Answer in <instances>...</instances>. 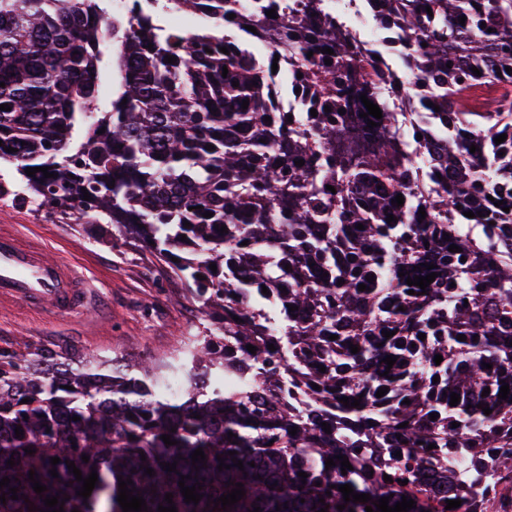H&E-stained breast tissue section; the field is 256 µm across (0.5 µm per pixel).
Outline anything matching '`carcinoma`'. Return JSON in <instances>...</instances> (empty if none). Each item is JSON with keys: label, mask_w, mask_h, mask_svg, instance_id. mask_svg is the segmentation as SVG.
Masks as SVG:
<instances>
[{"label": "carcinoma", "mask_w": 512, "mask_h": 512, "mask_svg": "<svg viewBox=\"0 0 512 512\" xmlns=\"http://www.w3.org/2000/svg\"><path fill=\"white\" fill-rule=\"evenodd\" d=\"M103 2L0 0V105L11 107L0 110V162L15 167L32 200L60 216L94 212L119 236L141 242L184 281L209 325L173 355L138 365L118 356L74 362L0 350V479H10L0 487V512H49L43 499L52 496L65 501L63 512H122L121 478L132 480L127 488L148 512L168 506V493L177 512H253L255 505L259 512H320L326 503V512H366L383 497L392 507L404 496L415 501L409 512H442L448 494L472 495L440 471L449 448L483 472L479 512H512V393L498 398L501 386L512 390V193L502 195L498 186L512 173V147L481 149L512 132V75L505 70L512 68V0H388L400 29L420 47L421 61L405 73L402 89L429 83L440 108L433 128L416 112L363 116L360 95L374 103L383 86L329 0H294L284 23L266 15L276 0L239 8L217 0L215 21L190 34L158 25L154 11L134 0L110 41L101 38L112 25ZM227 25L254 27L255 41L298 57L299 67L272 72L264 57L224 40ZM117 41L116 89L109 105L91 114L101 55ZM168 55L176 61H164ZM284 81L304 87L317 116L291 119L273 107ZM476 81L496 89V107H464ZM460 117L477 136L469 140L476 151L467 165L455 164L456 148L434 147L428 162L444 177L442 191L412 186L403 135L420 134L425 144L446 137ZM370 120L377 126H367ZM77 126L83 137L76 145ZM29 167H47L54 177H30ZM474 179L481 185L469 186ZM399 194L407 202L396 206ZM464 198L483 213L476 225L492 241L488 249L448 222ZM501 200L504 206H495ZM225 224L237 227L239 243L216 229ZM338 225L353 230L345 255L336 249ZM452 244L461 251H449ZM430 263L437 265L434 282L424 290L407 285L433 272ZM284 264L286 302L297 310L278 313L280 332L271 338L247 299H266L262 286L273 284ZM384 330L395 335L386 338ZM460 334L466 340H457ZM388 355L397 358L390 369ZM181 376L189 387L171 403L164 388ZM290 387L310 392V409L288 412L279 396ZM382 387L395 398L376 397ZM453 393L460 395L455 406ZM343 397L360 406L343 405ZM163 435L178 444H165ZM200 447L206 462L194 467L191 455ZM338 448L356 450L345 475L325 465ZM394 448L407 452L396 457ZM483 448L497 455L487 461ZM52 457L60 462L51 465ZM69 461L84 478L97 471L86 499L77 495L83 482ZM164 462L176 470H163ZM31 470L46 491L35 493ZM183 475L185 486H203L199 503L184 502ZM238 483L242 499L215 506ZM345 484L371 500L344 501Z\"/></svg>", "instance_id": "cac0c4a2"}]
</instances>
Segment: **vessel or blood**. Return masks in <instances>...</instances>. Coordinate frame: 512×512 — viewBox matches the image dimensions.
<instances>
[{
    "label": "vessel or blood",
    "instance_id": "1",
    "mask_svg": "<svg viewBox=\"0 0 512 512\" xmlns=\"http://www.w3.org/2000/svg\"><path fill=\"white\" fill-rule=\"evenodd\" d=\"M21 302L33 311H93L87 282L62 258L49 256L35 240L0 226V303Z\"/></svg>",
    "mask_w": 512,
    "mask_h": 512
}]
</instances>
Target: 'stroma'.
<instances>
[{
    "instance_id": "1",
    "label": "stroma",
    "mask_w": 512,
    "mask_h": 512,
    "mask_svg": "<svg viewBox=\"0 0 512 512\" xmlns=\"http://www.w3.org/2000/svg\"><path fill=\"white\" fill-rule=\"evenodd\" d=\"M0 225L38 237L51 256L71 262L85 275L97 302L94 315L47 309L29 312L17 305L0 310V350L59 353L78 350L138 359L163 356L205 313L169 267L145 249L113 236L95 215L64 224L24 192L17 173L0 165Z\"/></svg>"
}]
</instances>
